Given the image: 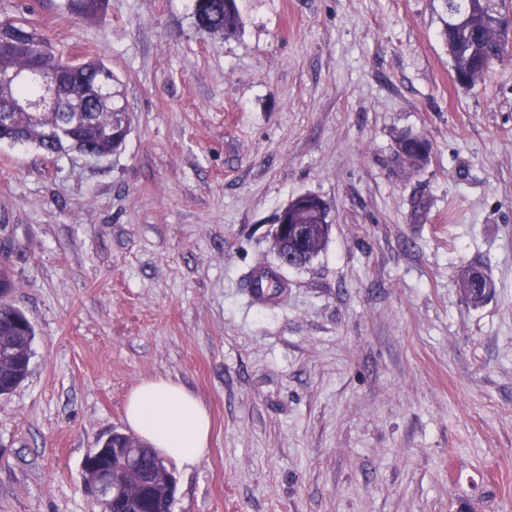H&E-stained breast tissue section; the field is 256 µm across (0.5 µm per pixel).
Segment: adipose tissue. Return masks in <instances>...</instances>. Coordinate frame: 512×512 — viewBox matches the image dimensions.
<instances>
[{"mask_svg":"<svg viewBox=\"0 0 512 512\" xmlns=\"http://www.w3.org/2000/svg\"><path fill=\"white\" fill-rule=\"evenodd\" d=\"M123 420L140 442L185 470H193L209 452V413L173 378L142 380L126 398Z\"/></svg>","mask_w":512,"mask_h":512,"instance_id":"obj_1","label":"adipose tissue"}]
</instances>
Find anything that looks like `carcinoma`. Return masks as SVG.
I'll use <instances>...</instances> for the list:
<instances>
[{"instance_id": "carcinoma-1", "label": "carcinoma", "mask_w": 512, "mask_h": 512, "mask_svg": "<svg viewBox=\"0 0 512 512\" xmlns=\"http://www.w3.org/2000/svg\"><path fill=\"white\" fill-rule=\"evenodd\" d=\"M239 0H196L195 9L205 22L209 34L231 36L241 25ZM492 0H444L448 14L444 31L448 54L455 61L459 73L482 78L496 63L512 56V46L500 41L498 27L502 20H512V0H499L500 7H491ZM45 39L31 38L22 45L0 46V66L18 71L27 69ZM102 71L112 72L101 59L88 56L83 60L80 77L75 79L64 101L65 111L9 112L7 106L17 99H29L39 94L37 84H12L0 87V118L3 135L14 129L25 134V144L34 146L54 157L73 151L79 143L92 147L96 159L118 153L129 134L125 109L116 102L112 90H104L98 81ZM394 153L397 164L415 172L426 162L420 138L404 136L397 139ZM302 223L318 224L319 239L315 248L301 253L302 264H307L326 245L331 224L328 207L312 197L300 208ZM35 333L24 313L11 302L0 300V351L12 352L10 360L0 366V396H8L20 386L29 372L32 342ZM174 497L169 494L167 482L146 481L140 490V512H172Z\"/></svg>"}]
</instances>
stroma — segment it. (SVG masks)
Segmentation results:
<instances>
[{
	"label": "stroma",
	"mask_w": 512,
	"mask_h": 512,
	"mask_svg": "<svg viewBox=\"0 0 512 512\" xmlns=\"http://www.w3.org/2000/svg\"><path fill=\"white\" fill-rule=\"evenodd\" d=\"M239 7L224 37L195 0H0L109 65L131 127L99 162L0 143V264L35 329L0 512H102L83 461L157 376L213 421L172 512H512V58L459 86L443 0ZM403 135L431 144L412 173ZM303 193L330 238L286 267L270 229ZM260 267L286 287L252 305Z\"/></svg>",
	"instance_id": "35a3bbf8"
}]
</instances>
